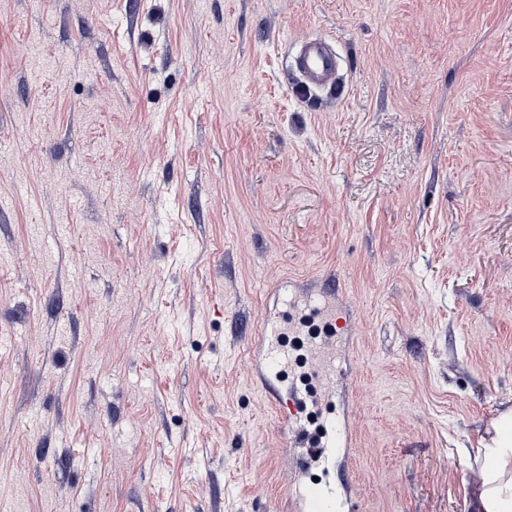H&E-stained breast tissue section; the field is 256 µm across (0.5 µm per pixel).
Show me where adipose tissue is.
Instances as JSON below:
<instances>
[{
    "label": "adipose tissue",
    "mask_w": 512,
    "mask_h": 512,
    "mask_svg": "<svg viewBox=\"0 0 512 512\" xmlns=\"http://www.w3.org/2000/svg\"><path fill=\"white\" fill-rule=\"evenodd\" d=\"M475 454L480 463L471 487L476 512H512V411L500 415Z\"/></svg>",
    "instance_id": "1"
}]
</instances>
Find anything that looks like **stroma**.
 Here are the masks:
<instances>
[{
    "mask_svg": "<svg viewBox=\"0 0 512 512\" xmlns=\"http://www.w3.org/2000/svg\"><path fill=\"white\" fill-rule=\"evenodd\" d=\"M313 38L339 90L300 91ZM332 285L342 512H470L512 411V0H0V512H286L248 347L272 287Z\"/></svg>",
    "mask_w": 512,
    "mask_h": 512,
    "instance_id": "1",
    "label": "stroma"
}]
</instances>
